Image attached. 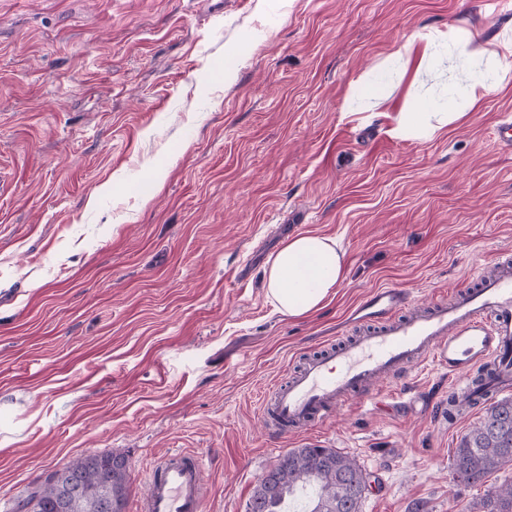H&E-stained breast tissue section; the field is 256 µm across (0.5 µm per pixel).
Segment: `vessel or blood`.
Returning a JSON list of instances; mask_svg holds the SVG:
<instances>
[{
    "label": "vessel or blood",
    "mask_w": 512,
    "mask_h": 512,
    "mask_svg": "<svg viewBox=\"0 0 512 512\" xmlns=\"http://www.w3.org/2000/svg\"><path fill=\"white\" fill-rule=\"evenodd\" d=\"M349 336L306 355L260 405L268 433L304 434L352 400L371 403L379 387L425 364L448 372L469 402L512 389V260L483 268L476 288L428 303L400 288L369 292L350 313ZM201 459L176 453L154 460L140 512H206Z\"/></svg>",
    "instance_id": "1"
}]
</instances>
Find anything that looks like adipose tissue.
<instances>
[{
  "label": "adipose tissue",
  "mask_w": 512,
  "mask_h": 512,
  "mask_svg": "<svg viewBox=\"0 0 512 512\" xmlns=\"http://www.w3.org/2000/svg\"><path fill=\"white\" fill-rule=\"evenodd\" d=\"M488 63L484 53L465 48L449 61L454 81L468 91L471 102L490 91L482 77ZM459 118L456 112L436 117L400 112L394 118L393 133L428 140ZM344 277L345 253L335 237L306 232L288 241L270 260L265 271L267 296L282 315L301 318L324 307Z\"/></svg>",
  "instance_id": "adipose-tissue-1"
}]
</instances>
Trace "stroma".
I'll use <instances>...</instances> for the list:
<instances>
[{
	"mask_svg": "<svg viewBox=\"0 0 512 512\" xmlns=\"http://www.w3.org/2000/svg\"><path fill=\"white\" fill-rule=\"evenodd\" d=\"M506 34L512 0H0V512L106 452L129 462L125 512L177 450L203 459L207 512H246L307 444L361 466V512H471L512 482L453 481L483 411L449 422L453 383L430 366L305 436L259 420L370 291L448 298L512 258V150L494 138L512 56L475 107L431 92L461 115L440 135L391 133L425 61ZM364 75L386 98L354 113ZM305 232L336 237L347 273L288 318L264 272Z\"/></svg>",
	"mask_w": 512,
	"mask_h": 512,
	"instance_id": "1",
	"label": "stroma"
}]
</instances>
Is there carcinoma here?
I'll return each instance as SVG.
<instances>
[{"label":"carcinoma","mask_w":512,"mask_h":512,"mask_svg":"<svg viewBox=\"0 0 512 512\" xmlns=\"http://www.w3.org/2000/svg\"><path fill=\"white\" fill-rule=\"evenodd\" d=\"M512 464V398L488 408L464 433L452 456V479L459 485L482 482ZM79 474L74 488L44 486L18 506V512H104V489L112 496V512H124L129 483L128 462L111 454L81 457L62 469ZM366 477L355 460L334 448H291L280 455L260 479L247 512H284L309 487L307 512H361ZM476 512H512V484L499 486L484 498Z\"/></svg>","instance_id":"obj_1"}]
</instances>
